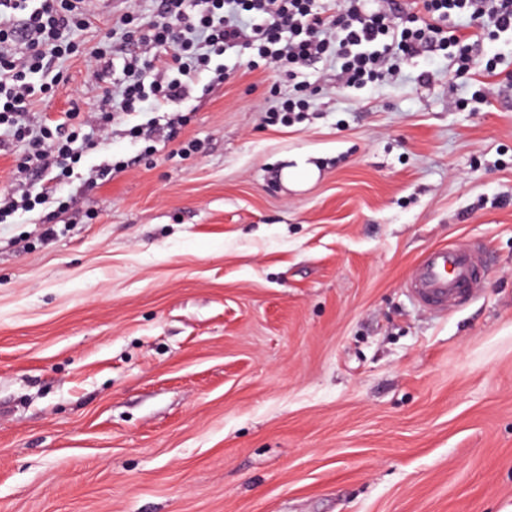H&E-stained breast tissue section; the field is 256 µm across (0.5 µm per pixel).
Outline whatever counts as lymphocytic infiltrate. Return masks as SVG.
Instances as JSON below:
<instances>
[{"mask_svg": "<svg viewBox=\"0 0 512 512\" xmlns=\"http://www.w3.org/2000/svg\"><path fill=\"white\" fill-rule=\"evenodd\" d=\"M0 0V126L27 145L26 171L58 169L70 177L84 153L108 136L117 115L144 105L159 109L189 97L205 71L224 82L229 71L219 59L226 50L248 52L252 68L276 67L296 80L302 67L319 59L335 61L346 87L363 89L394 75L417 44L431 42L445 51L462 78L476 68L496 73L501 54H471L473 41L512 33V0H159L156 18L124 12L113 34L127 43L164 48L161 56L123 59L124 79L91 118L97 136L36 120L31 107L37 90L30 75L49 72L74 54L64 33L84 27L87 0Z\"/></svg>", "mask_w": 512, "mask_h": 512, "instance_id": "1", "label": "lymphocytic infiltrate"}]
</instances>
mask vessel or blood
Here are the masks:
<instances>
[{"instance_id":"b4317fda","label":"vessel or blood","mask_w":512,"mask_h":512,"mask_svg":"<svg viewBox=\"0 0 512 512\" xmlns=\"http://www.w3.org/2000/svg\"><path fill=\"white\" fill-rule=\"evenodd\" d=\"M480 246L436 247L413 269L406 287L423 308L443 313L473 298L486 275Z\"/></svg>"}]
</instances>
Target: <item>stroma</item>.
Masks as SVG:
<instances>
[{"mask_svg": "<svg viewBox=\"0 0 512 512\" xmlns=\"http://www.w3.org/2000/svg\"><path fill=\"white\" fill-rule=\"evenodd\" d=\"M116 16L73 32L49 126L120 82H88ZM247 60L0 223V512H512V79L422 49L354 90L324 59L283 125L292 83ZM475 241L477 296L421 308L422 254ZM307 90H295L294 94L281 98L267 112L266 118L271 122H288L292 115L308 112L310 108V95Z\"/></svg>", "mask_w": 512, "mask_h": 512, "instance_id": "stroma-1", "label": "stroma"}]
</instances>
